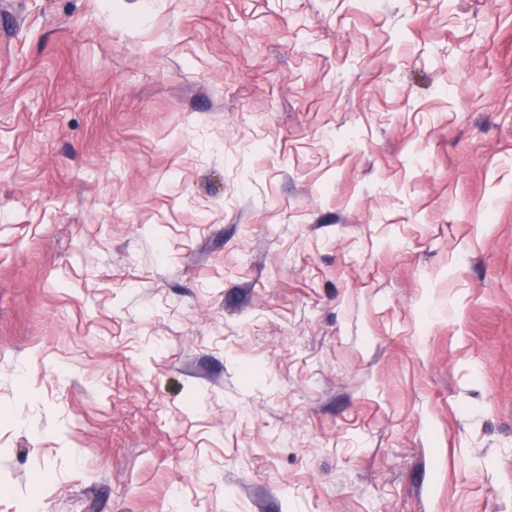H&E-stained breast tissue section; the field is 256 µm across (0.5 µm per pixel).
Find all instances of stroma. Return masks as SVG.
<instances>
[{"label": "stroma", "instance_id": "35a3bbf8", "mask_svg": "<svg viewBox=\"0 0 512 512\" xmlns=\"http://www.w3.org/2000/svg\"><path fill=\"white\" fill-rule=\"evenodd\" d=\"M0 512H512V0H0Z\"/></svg>", "mask_w": 512, "mask_h": 512}]
</instances>
